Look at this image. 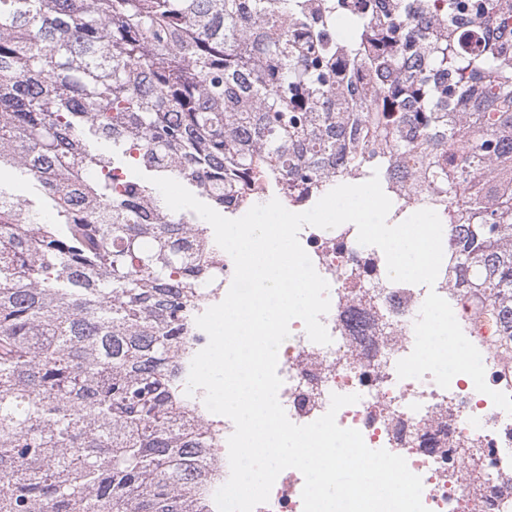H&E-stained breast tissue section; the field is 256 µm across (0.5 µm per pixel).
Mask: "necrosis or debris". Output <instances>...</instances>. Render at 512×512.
I'll use <instances>...</instances> for the list:
<instances>
[{
	"label": "necrosis or debris",
	"mask_w": 512,
	"mask_h": 512,
	"mask_svg": "<svg viewBox=\"0 0 512 512\" xmlns=\"http://www.w3.org/2000/svg\"><path fill=\"white\" fill-rule=\"evenodd\" d=\"M390 189L408 209H432L448 215V199L433 197L426 184L414 181L404 156L390 157ZM299 241L316 271L329 284L330 309L321 321L332 342H312L302 321L290 324V335L278 350L282 385L278 400L289 420L311 423L330 407L332 394H359L357 403L336 414L340 427L361 432L366 445L403 456L423 482L422 501L429 512H512V416L476 391L464 374L440 388L432 375L399 378L397 362L414 346V323L428 289L391 281L383 252L357 241V228L343 224L331 230L304 226ZM447 270L436 284L448 297L466 337L478 348L487 385L512 395V367L487 348L488 323L463 289H447ZM226 288L204 289L186 304L190 323L173 361L172 383L193 410L209 437L208 448L194 454L203 487L196 497L198 512H218L215 492L230 476L227 440L233 422L211 413L203 390L188 391L190 363L208 343L195 323L197 316L220 303ZM304 478L293 468L277 477L267 503L254 512H303Z\"/></svg>",
	"instance_id": "1"
}]
</instances>
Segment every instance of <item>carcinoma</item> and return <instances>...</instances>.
Instances as JSON below:
<instances>
[{
    "label": "carcinoma",
    "mask_w": 512,
    "mask_h": 512,
    "mask_svg": "<svg viewBox=\"0 0 512 512\" xmlns=\"http://www.w3.org/2000/svg\"><path fill=\"white\" fill-rule=\"evenodd\" d=\"M476 18L512 0H0V171L41 196L0 183V512H195L169 379L214 268L131 165L233 212L401 153L462 201L448 286L512 353V37L463 52Z\"/></svg>",
    "instance_id": "1"
}]
</instances>
